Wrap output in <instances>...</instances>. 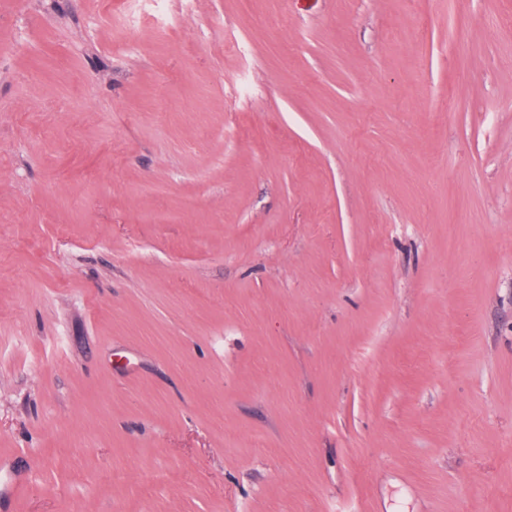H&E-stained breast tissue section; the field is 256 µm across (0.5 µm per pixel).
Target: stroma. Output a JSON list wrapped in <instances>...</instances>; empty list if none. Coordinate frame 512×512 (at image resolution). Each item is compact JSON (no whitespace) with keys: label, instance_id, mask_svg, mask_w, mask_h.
<instances>
[{"label":"stroma","instance_id":"35a3bbf8","mask_svg":"<svg viewBox=\"0 0 512 512\" xmlns=\"http://www.w3.org/2000/svg\"><path fill=\"white\" fill-rule=\"evenodd\" d=\"M0 512H512V0H0Z\"/></svg>","mask_w":512,"mask_h":512}]
</instances>
